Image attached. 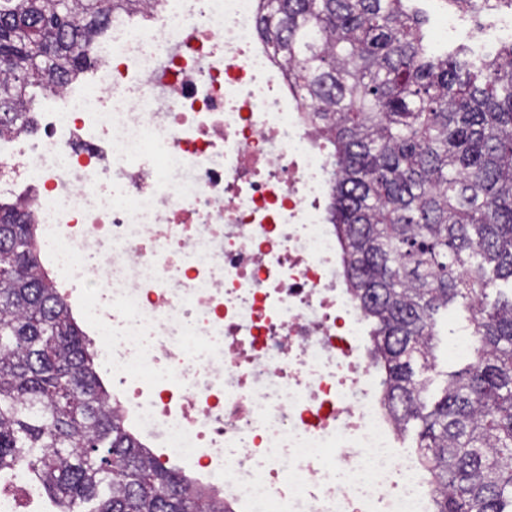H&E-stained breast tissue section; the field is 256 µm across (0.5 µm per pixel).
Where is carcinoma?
Here are the masks:
<instances>
[{
	"mask_svg": "<svg viewBox=\"0 0 512 512\" xmlns=\"http://www.w3.org/2000/svg\"><path fill=\"white\" fill-rule=\"evenodd\" d=\"M272 56L336 156L345 277L398 429L418 426L435 512H512V42L436 53L405 0H261ZM143 0H0V134L33 128L28 89L96 64ZM471 351L429 394L441 311ZM57 512H217L121 426L90 343L41 276L32 225L0 204V474Z\"/></svg>",
	"mask_w": 512,
	"mask_h": 512,
	"instance_id": "obj_1",
	"label": "carcinoma"
}]
</instances>
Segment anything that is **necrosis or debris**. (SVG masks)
Instances as JSON below:
<instances>
[{
	"label": "necrosis or debris",
	"mask_w": 512,
	"mask_h": 512,
	"mask_svg": "<svg viewBox=\"0 0 512 512\" xmlns=\"http://www.w3.org/2000/svg\"><path fill=\"white\" fill-rule=\"evenodd\" d=\"M259 7L114 17L41 137L0 136V196L28 213L113 409L159 463L231 512H433L364 355L334 157Z\"/></svg>",
	"instance_id": "4bbe7bcc"
}]
</instances>
